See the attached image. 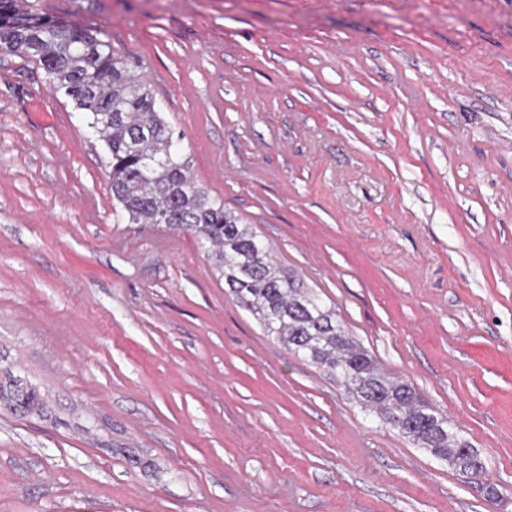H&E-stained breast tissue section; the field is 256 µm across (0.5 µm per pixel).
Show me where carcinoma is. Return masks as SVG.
<instances>
[{"instance_id": "cac0c4a2", "label": "carcinoma", "mask_w": 512, "mask_h": 512, "mask_svg": "<svg viewBox=\"0 0 512 512\" xmlns=\"http://www.w3.org/2000/svg\"><path fill=\"white\" fill-rule=\"evenodd\" d=\"M25 0H0V50L29 58L49 75L104 144L113 197L129 224H164L194 233L242 308L289 350L336 377L369 414L471 481L485 477L484 457L414 386L387 374L336 315L284 271L243 218L200 186L137 73L93 27L29 14ZM0 403L19 417L42 406L38 390L15 377L0 382Z\"/></svg>"}]
</instances>
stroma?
<instances>
[{"mask_svg": "<svg viewBox=\"0 0 512 512\" xmlns=\"http://www.w3.org/2000/svg\"><path fill=\"white\" fill-rule=\"evenodd\" d=\"M136 57L197 181L488 462V498L123 224L0 53V512H512V0H29ZM0 403L19 417H27L42 406L41 396L35 387L11 376L4 383L0 382Z\"/></svg>", "mask_w": 512, "mask_h": 512, "instance_id": "1", "label": "stroma"}]
</instances>
